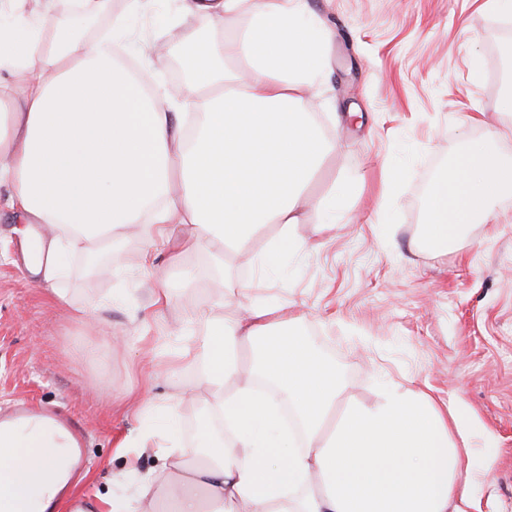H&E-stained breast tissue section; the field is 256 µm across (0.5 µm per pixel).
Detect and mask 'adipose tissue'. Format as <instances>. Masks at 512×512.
<instances>
[{
  "instance_id": "ef3b65f1",
  "label": "adipose tissue",
  "mask_w": 512,
  "mask_h": 512,
  "mask_svg": "<svg viewBox=\"0 0 512 512\" xmlns=\"http://www.w3.org/2000/svg\"><path fill=\"white\" fill-rule=\"evenodd\" d=\"M53 2L0 0V183L13 189L6 209L25 223L26 267L46 291L63 298L68 255L132 224L149 226L147 263L174 244L217 240L236 252L276 224L259 259L272 269L298 250L292 227L308 209L335 223L345 186L310 195L336 143L302 109L327 76L331 39L306 0H182L197 25L182 41L186 93L177 101L145 91L117 51L129 17L152 0H127L106 34L56 28L47 44ZM498 157L499 139L487 135L434 182L424 243L448 247L491 218L512 193V165ZM196 320L205 328L196 354L231 439L202 421L201 448L161 453L163 478L134 497L97 492L96 512H470L472 475L489 457L453 441L467 414L461 397L442 404L391 384L334 423L341 374L281 306ZM244 344L245 381L233 359ZM257 378L274 394L255 390ZM285 404L301 432L284 424ZM139 410L158 427L129 434L120 454L147 451L156 430H178L167 405L146 399ZM74 461L70 436L48 419L0 426V512H59Z\"/></svg>"
}]
</instances>
